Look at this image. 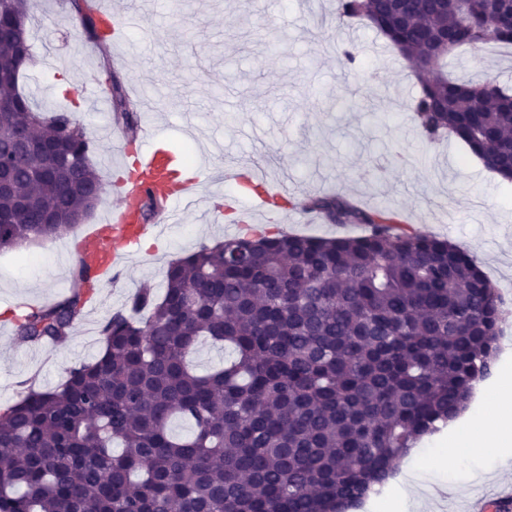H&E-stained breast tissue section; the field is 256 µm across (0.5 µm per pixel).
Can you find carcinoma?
Wrapping results in <instances>:
<instances>
[{
    "mask_svg": "<svg viewBox=\"0 0 512 512\" xmlns=\"http://www.w3.org/2000/svg\"><path fill=\"white\" fill-rule=\"evenodd\" d=\"M69 5L88 39L107 41L87 0ZM38 6L0 0V14L30 20ZM336 12L374 24L414 66L423 137L454 134L512 181V95L493 78L448 75L455 50L512 45V23L474 13L464 24L437 0H336ZM430 55L436 71L418 66ZM106 72L115 116L137 128L124 86ZM0 94L19 101L14 122H38L48 148L72 161L58 178L39 177L38 154L15 170L0 195V214L13 219L0 223V250L53 241L73 225L43 224L42 214L86 211L104 190L88 133L70 112L43 117L16 77ZM29 195L41 208L18 210ZM300 206L370 230L238 237L169 262L161 295L142 288L102 323L95 357L53 388L30 383L0 410V512H355L467 408L507 314L476 261L338 195ZM91 295L32 309L13 343L66 344ZM206 340L230 356L197 374L188 356ZM176 419L192 429L174 433Z\"/></svg>",
    "mask_w": 512,
    "mask_h": 512,
    "instance_id": "1",
    "label": "carcinoma"
}]
</instances>
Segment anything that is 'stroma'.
I'll use <instances>...</instances> for the list:
<instances>
[{
    "label": "stroma",
    "instance_id": "1",
    "mask_svg": "<svg viewBox=\"0 0 512 512\" xmlns=\"http://www.w3.org/2000/svg\"><path fill=\"white\" fill-rule=\"evenodd\" d=\"M118 17L139 14L142 28H123L126 55L86 40L65 0H44L29 24L33 62L21 83L41 109L74 110L89 134L92 163L106 191L92 216L71 234L0 251V309L52 303L74 286L81 240L113 204L111 185L122 157L114 141L140 144L113 114L96 119L93 101L104 64L125 88L142 87L157 134L189 163L204 161L197 204L164 236L150 238L114 278L100 282L92 312L63 346L18 347L0 337V405L20 398L35 375L52 388L76 362L96 355L99 326L128 295L162 289L168 263L203 244L228 239L224 224L203 221L215 200L235 195V166L261 163L271 184L288 182L307 199L337 194L359 206L382 204L407 227L477 253V264L512 305V183L495 179L453 136L423 139L410 105L419 92L409 62L376 28L337 18L336 0H104ZM349 46L356 63L340 54ZM456 78L493 76L512 86V49L487 45L449 58ZM438 478L439 499L418 512H469L494 488L512 485V466L494 453L458 457Z\"/></svg>",
    "mask_w": 512,
    "mask_h": 512
}]
</instances>
